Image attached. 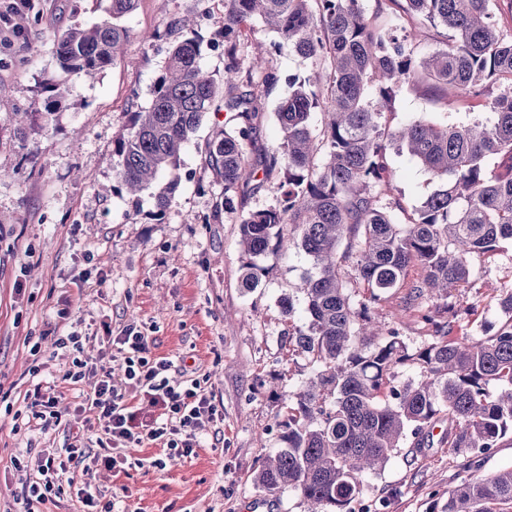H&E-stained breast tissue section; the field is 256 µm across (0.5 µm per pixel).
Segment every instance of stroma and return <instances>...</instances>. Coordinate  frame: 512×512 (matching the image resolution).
I'll list each match as a JSON object with an SVG mask.
<instances>
[{
    "instance_id": "stroma-1",
    "label": "stroma",
    "mask_w": 512,
    "mask_h": 512,
    "mask_svg": "<svg viewBox=\"0 0 512 512\" xmlns=\"http://www.w3.org/2000/svg\"><path fill=\"white\" fill-rule=\"evenodd\" d=\"M0 0V512H24V495L34 479L38 454L82 440L94 446L96 431L76 408L93 378L66 380L73 354L59 338L77 335L84 355L123 382V359L113 337L133 327L147 336L152 357L171 361L178 380L199 379L218 410L205 424L199 445L187 457L154 466L164 450L146 443L128 449L134 467L103 466L85 473L71 468L61 495L39 504V512H81L77 491L91 483L100 503L117 512H303L298 494L262 492L253 477L265 457L281 448L288 396L314 373L307 356L289 351L284 334L306 319L299 290L308 261L301 250L267 253L260 283L240 286L243 255L239 224L248 212L277 204L274 185L224 205V184L203 166L207 142L224 126L210 112L181 154V184L174 203L158 212L153 192L138 202L113 192L112 140L125 120L131 91L149 105L150 90L166 54L151 41L172 14L199 19L203 63L215 81L224 77V56L211 46L224 15V0H138L126 23L133 37L123 54L95 78L70 79L59 105L42 116L39 84L59 76L54 47L63 30L104 16L109 0H31L28 24L17 34L16 12ZM277 36L256 24L241 58L274 50ZM287 75L314 74L311 61L288 48L274 50ZM485 98L447 105L440 94L401 87L383 124L397 126L430 115L440 124L482 117ZM37 113L34 123H17L16 113ZM388 162L408 223L437 182L408 154ZM471 277L453 290L454 301L473 307L468 333L480 336L497 326V300L512 290V240L496 251L469 259ZM422 277L411 266L403 285L382 294L375 319L397 328L408 353L435 338L409 287ZM291 297L292 318L280 300ZM60 394L61 422L49 433L28 428L35 386ZM462 472L447 446L423 449L416 458L397 449L384 469L363 479L366 498L394 490L387 512H430L445 501Z\"/></svg>"
}]
</instances>
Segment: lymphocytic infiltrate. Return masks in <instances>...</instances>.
Masks as SVG:
<instances>
[{
	"label": "lymphocytic infiltrate",
	"instance_id": "lymphocytic-infiltrate-1",
	"mask_svg": "<svg viewBox=\"0 0 512 512\" xmlns=\"http://www.w3.org/2000/svg\"><path fill=\"white\" fill-rule=\"evenodd\" d=\"M116 343L123 356V387H116L111 374H104L81 404L82 410L94 414L104 432L107 453H93L75 444L65 461L59 463L51 451H44L37 466L38 476L28 487L26 503H40L48 496L61 494V476L72 462L87 471L100 463L123 466L128 462L125 448L149 442L163 445L168 457L187 456L197 445L200 424L215 419L217 409L200 381L173 379L170 361L150 357L147 337L129 329L117 337ZM142 398L158 411L156 418L145 423L139 421L135 409L136 400Z\"/></svg>",
	"mask_w": 512,
	"mask_h": 512
}]
</instances>
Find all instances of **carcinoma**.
Here are the masks:
<instances>
[{"mask_svg": "<svg viewBox=\"0 0 512 512\" xmlns=\"http://www.w3.org/2000/svg\"><path fill=\"white\" fill-rule=\"evenodd\" d=\"M111 2L110 17L59 36L55 57L63 73L90 76L123 53L131 38L123 19L137 0ZM404 2L408 25L398 33L368 17L361 0H224L221 87L203 66L198 21L172 17L150 35L167 45L166 65L149 107L132 92L128 119L113 140V172L137 199L180 168L190 134L207 112L222 110L224 129L207 144L204 165L224 181V207L280 176L279 204L240 223V283L248 292L258 286L257 260L269 251L305 253L307 323L288 330V346L318 370L290 395L280 423L283 447L254 476L262 491H294L305 512H384L393 492L364 503L363 476L381 471L409 437L412 453L432 447L446 416L439 442L464 458L466 475L430 512H509L512 468L481 470L512 434V292L497 301V329L475 339L455 335L470 313L450 300V289L469 280L472 255L512 239V33L498 26L499 0ZM257 18L321 72L284 79L270 54L243 66L240 52ZM427 24L442 26L447 41L419 62ZM427 81L462 97L493 85L499 93L486 121L439 125L424 116L382 126L396 90ZM282 82L289 88L275 112L282 139L268 149L259 144L257 119L262 98ZM317 108L328 115L320 136L310 124ZM392 150L407 153L438 182L408 224L394 216L403 205L387 163ZM490 157L502 158L501 165L488 166ZM179 187L177 176L164 184L158 211ZM351 257L348 273L342 262ZM414 264L423 277L410 296L431 302L422 319L439 340L410 355L399 332L372 324L368 311ZM356 284L367 288L368 299L355 300ZM408 361L420 378L396 382L394 368Z\"/></svg>", "mask_w": 512, "mask_h": 512, "instance_id": "cac0c4a2", "label": "carcinoma"}]
</instances>
